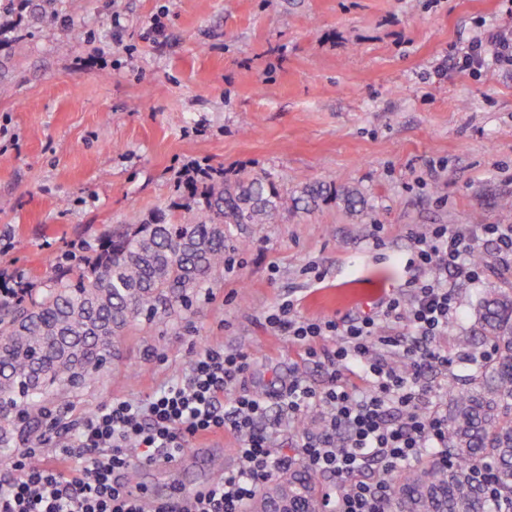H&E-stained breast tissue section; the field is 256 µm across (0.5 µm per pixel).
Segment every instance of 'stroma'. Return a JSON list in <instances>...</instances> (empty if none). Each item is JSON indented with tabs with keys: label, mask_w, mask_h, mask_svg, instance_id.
Listing matches in <instances>:
<instances>
[{
	"label": "stroma",
	"mask_w": 512,
	"mask_h": 512,
	"mask_svg": "<svg viewBox=\"0 0 512 512\" xmlns=\"http://www.w3.org/2000/svg\"><path fill=\"white\" fill-rule=\"evenodd\" d=\"M19 26L0 42V272L44 287L78 242L98 243L181 204L196 162L234 180L270 174L288 190L353 185L352 212L327 201L288 212L236 250L191 308L137 322L112 361L57 410L39 461L76 420L113 399L142 401L221 345L250 353L245 388L278 391L324 367L266 326L286 299L298 317L376 312L409 277L413 228L512 224V70L450 68L494 27L503 0H0ZM480 281L455 283L458 316L437 344L433 390L461 388L487 350L472 316L512 263L476 246ZM155 502L218 471L179 458L133 462Z\"/></svg>",
	"instance_id": "1"
}]
</instances>
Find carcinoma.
Segmentation results:
<instances>
[{"label":"carcinoma","instance_id":"cac0c4a2","mask_svg":"<svg viewBox=\"0 0 512 512\" xmlns=\"http://www.w3.org/2000/svg\"><path fill=\"white\" fill-rule=\"evenodd\" d=\"M334 198L350 211L364 208L354 188L314 181L288 192L266 173L218 179L192 188L195 215L172 224L155 217L125 224L74 262H58L45 288L0 299V464L14 438L36 437L48 406L97 377L124 330L144 318L189 308L246 226L275 224L288 210L310 211ZM474 317L490 354L467 387L451 388L447 460L425 457L393 478L389 512H498L472 471L489 466L497 496L512 500V284L484 291ZM319 476L298 467L256 496L247 512H273L275 498L316 512Z\"/></svg>","mask_w":512,"mask_h":512}]
</instances>
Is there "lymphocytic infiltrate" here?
<instances>
[{
	"instance_id": "f902f5d3",
	"label": "lymphocytic infiltrate",
	"mask_w": 512,
	"mask_h": 512,
	"mask_svg": "<svg viewBox=\"0 0 512 512\" xmlns=\"http://www.w3.org/2000/svg\"><path fill=\"white\" fill-rule=\"evenodd\" d=\"M494 64L512 67V29L475 40L452 58L460 71ZM401 261L412 276L411 298L390 294L373 315L341 324L302 320L292 300L268 312L266 324L302 345L307 357L326 366L328 382L316 390L292 375L275 395L228 397L242 383L250 355L209 346L191 360L180 383L139 403L115 399L78 420L53 464H35L29 454L8 461L0 481V512H245L276 473L295 463L333 477L326 494L329 512H387L392 476L447 446L448 419L424 384L428 369L444 366L436 347L458 313L449 277L480 280L483 268L470 260L472 234L462 227L434 225L412 232ZM400 323L410 337L385 336L381 326ZM361 374L367 389H350L345 376ZM280 420L267 422L270 405ZM322 406V426L302 443L282 445V417ZM233 434L238 463L223 478L194 493L181 509L166 502L146 510L125 492L122 474L133 458L147 463L175 459L193 439Z\"/></svg>"
}]
</instances>
